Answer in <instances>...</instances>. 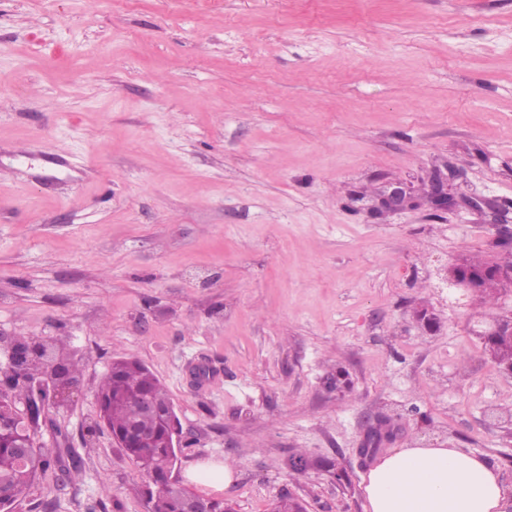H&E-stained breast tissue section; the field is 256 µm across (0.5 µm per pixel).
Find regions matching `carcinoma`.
Segmentation results:
<instances>
[{"label":"carcinoma","mask_w":512,"mask_h":512,"mask_svg":"<svg viewBox=\"0 0 512 512\" xmlns=\"http://www.w3.org/2000/svg\"><path fill=\"white\" fill-rule=\"evenodd\" d=\"M461 261L477 280L478 294L488 302L498 300L502 289L484 286V274L491 270H512V263L475 262L465 256ZM65 349L66 343L59 341L54 355L65 364L66 374L77 380L80 371ZM484 349L500 368L512 369V335L489 338L484 341ZM5 369L9 375L5 385L0 387V512L11 507L52 464L51 450L38 444L40 433L32 427V414L39 411L41 404L37 384L44 375L43 368L30 364L18 373L7 364ZM138 397L151 398L162 405L170 403L165 387L143 364L131 358L113 360L96 393L99 419L121 440L122 451L151 485L147 489L149 512H189L191 509L236 512L234 503L229 500L205 497L170 481L169 459L177 457V453L190 444L178 449L169 447V423L158 416L141 414L135 403ZM137 426L152 431V440L140 442L133 435ZM21 444L31 446V454L25 461L16 451V446ZM297 460L299 464L291 466L293 471L315 469L330 474L339 483L350 482L349 474L336 468L333 458H310L300 453ZM272 512H303V505L297 498L285 495L274 504Z\"/></svg>","instance_id":"cac0c4a2"}]
</instances>
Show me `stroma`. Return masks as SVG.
<instances>
[{
	"label": "stroma",
	"instance_id": "stroma-1",
	"mask_svg": "<svg viewBox=\"0 0 512 512\" xmlns=\"http://www.w3.org/2000/svg\"><path fill=\"white\" fill-rule=\"evenodd\" d=\"M445 167L453 211L426 199ZM395 183L417 207L380 208ZM503 226L512 0H0V338L64 340L82 371L42 432L82 470L47 471L13 512H148L98 424L125 355L191 442L173 479L203 495L188 468L230 465L237 512L286 493L366 512L375 416L381 451L445 441L512 485V375L479 336L512 291L489 306L443 279L462 255L503 262ZM299 450L350 487L291 471ZM296 456L297 460L299 461V464L290 466L292 471L297 472H305L309 469H315L319 471H324L328 474H330L338 483H349L350 482V476L346 472V470L343 469H337L336 468V461L334 458L330 457H317V458H310L307 457L304 453H297ZM296 458L292 457L289 459V465H291L292 461L296 462Z\"/></svg>",
	"mask_w": 512,
	"mask_h": 512
}]
</instances>
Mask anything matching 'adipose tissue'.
<instances>
[{"label":"adipose tissue","instance_id":"ef3b65f1","mask_svg":"<svg viewBox=\"0 0 512 512\" xmlns=\"http://www.w3.org/2000/svg\"><path fill=\"white\" fill-rule=\"evenodd\" d=\"M367 512H505L512 502L496 467L459 448H394L363 478Z\"/></svg>","mask_w":512,"mask_h":512}]
</instances>
